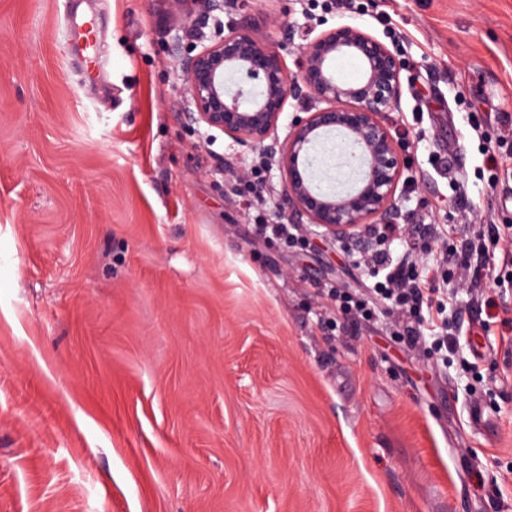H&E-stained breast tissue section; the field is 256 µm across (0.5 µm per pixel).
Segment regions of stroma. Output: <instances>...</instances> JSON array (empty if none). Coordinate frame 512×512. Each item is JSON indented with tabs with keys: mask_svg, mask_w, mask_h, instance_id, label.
<instances>
[{
	"mask_svg": "<svg viewBox=\"0 0 512 512\" xmlns=\"http://www.w3.org/2000/svg\"><path fill=\"white\" fill-rule=\"evenodd\" d=\"M81 3L91 78L62 0H0V512H512V346L484 303L512 310V283L458 294L445 366L385 313L346 319L327 289L369 279L342 243L266 239L230 183L256 152L192 124L171 0ZM356 5L220 18L396 46L386 121L418 179L398 211L512 227V0ZM71 35L75 39L83 42L87 64L90 65L91 70H93L96 63L97 46L90 21H83L81 23L75 22L71 29Z\"/></svg>",
	"mask_w": 512,
	"mask_h": 512,
	"instance_id": "stroma-1",
	"label": "stroma"
}]
</instances>
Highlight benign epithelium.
<instances>
[{
  "label": "benign epithelium",
  "instance_id": "1",
  "mask_svg": "<svg viewBox=\"0 0 512 512\" xmlns=\"http://www.w3.org/2000/svg\"><path fill=\"white\" fill-rule=\"evenodd\" d=\"M181 13L172 39L182 50L184 92L192 122L276 157L296 210L325 238L357 241L370 224H385L395 213L404 183L405 144L383 120L401 99L402 62L375 35L342 24L297 45L298 71H288L283 49L254 37L243 24L227 26L213 38L201 36L187 50L180 33L199 30L222 0H174ZM356 58L357 82L342 80L333 67L341 56ZM308 100L277 136L285 105ZM353 150V177L340 189L321 190L314 174L317 148L331 138Z\"/></svg>",
  "mask_w": 512,
  "mask_h": 512
}]
</instances>
